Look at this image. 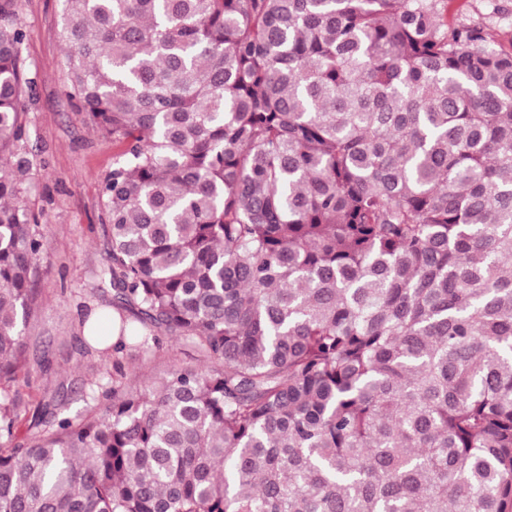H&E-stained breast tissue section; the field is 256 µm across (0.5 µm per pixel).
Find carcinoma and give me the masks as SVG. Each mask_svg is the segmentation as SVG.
Returning a JSON list of instances; mask_svg holds the SVG:
<instances>
[{"label":"carcinoma","mask_w":512,"mask_h":512,"mask_svg":"<svg viewBox=\"0 0 512 512\" xmlns=\"http://www.w3.org/2000/svg\"><path fill=\"white\" fill-rule=\"evenodd\" d=\"M446 3L60 0L118 341L56 421L0 0V512H512V43ZM162 336L201 364L129 382Z\"/></svg>","instance_id":"1"}]
</instances>
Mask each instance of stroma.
Wrapping results in <instances>:
<instances>
[{
  "mask_svg": "<svg viewBox=\"0 0 512 512\" xmlns=\"http://www.w3.org/2000/svg\"><path fill=\"white\" fill-rule=\"evenodd\" d=\"M60 0H18L23 56L35 80L24 100L31 184L27 203L39 219L44 251L34 286L38 303L24 329L31 371L20 384L29 413L48 408L77 418L87 403L82 390L112 368L111 356L86 351L84 316L112 309V290L102 271L110 262L103 232L102 185L115 152L65 95L64 44L58 28ZM448 20H471L512 35V0H448ZM191 365L185 347L162 340L148 355L133 354L126 371L142 378L166 373L172 360Z\"/></svg>",
  "mask_w": 512,
  "mask_h": 512,
  "instance_id": "obj_1",
  "label": "stroma"
}]
</instances>
